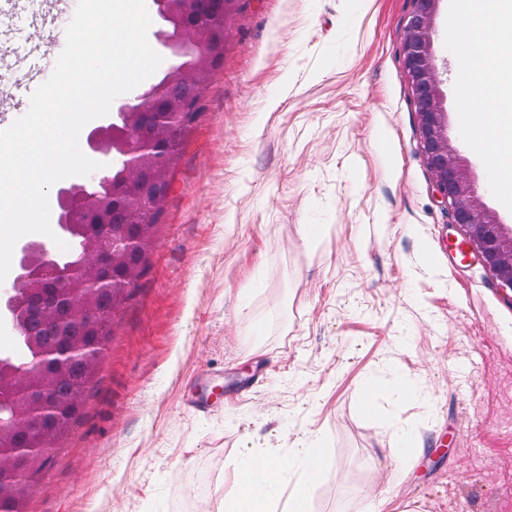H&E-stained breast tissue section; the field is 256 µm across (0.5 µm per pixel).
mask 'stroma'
<instances>
[{"mask_svg":"<svg viewBox=\"0 0 512 512\" xmlns=\"http://www.w3.org/2000/svg\"><path fill=\"white\" fill-rule=\"evenodd\" d=\"M49 0L0 10V102L29 108L31 49L66 30ZM409 0H248L185 134L150 270L113 327L78 421L53 447L26 512H220L251 449L314 433L332 466L309 512L388 494L420 512H512V294L477 261L434 192L401 45ZM435 48L448 137L501 222L462 140L456 57ZM437 262H430V255ZM428 396L378 393L386 368ZM223 388L201 413L191 392ZM422 452L389 456L393 427Z\"/></svg>","mask_w":512,"mask_h":512,"instance_id":"35a3bbf8","label":"stroma"}]
</instances>
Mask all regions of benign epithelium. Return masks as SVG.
Masks as SVG:
<instances>
[{
  "label": "benign epithelium",
  "instance_id": "7a95c632",
  "mask_svg": "<svg viewBox=\"0 0 512 512\" xmlns=\"http://www.w3.org/2000/svg\"><path fill=\"white\" fill-rule=\"evenodd\" d=\"M180 0H152L154 11L162 21L172 25L177 36L168 37L162 31L154 32L156 48L171 55L174 64L166 77L148 88L116 98L111 113L87 136V146L94 161L105 167L81 183L58 181L54 184L56 210L60 211L53 232L61 240L69 241L73 230V216L95 214L90 235L93 241L79 257L66 261V252L51 239L36 240L16 247L17 263L13 288L5 293L0 317L13 329H20L18 314L25 305L29 291L43 288L48 278L64 275L72 267L96 273L112 262L113 242L110 226L103 218L101 205L109 200L112 191V173L115 169L112 151L126 156L120 177L130 187L140 181L141 166L153 158L154 140L145 138L133 146L128 142L126 130L112 124V114L143 112L156 115V123L167 133L177 136L155 105L166 85L173 79L185 77L208 61H222L224 34H214L199 26L181 21L176 7ZM406 17L405 39L402 45L403 63L410 80L411 103L420 117L421 144L425 163L434 178L440 203L452 212L454 224L464 230V244L468 252L489 269L503 289L512 291V225L501 223L477 195V188L469 170L448 138V113L444 107L441 78L436 63L434 46V20L439 0H410ZM75 319L93 325L95 307L82 300L74 302ZM106 343L96 348H75L70 356L87 357L99 366L105 357ZM37 379L36 371L29 368L12 369L0 374V392L24 390Z\"/></svg>",
  "mask_w": 512,
  "mask_h": 512
}]
</instances>
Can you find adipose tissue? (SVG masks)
<instances>
[{
    "label": "adipose tissue",
    "mask_w": 512,
    "mask_h": 512,
    "mask_svg": "<svg viewBox=\"0 0 512 512\" xmlns=\"http://www.w3.org/2000/svg\"><path fill=\"white\" fill-rule=\"evenodd\" d=\"M322 455L321 441L313 434L287 455L274 448L253 450L234 472L224 512H307L310 488L325 475L314 467ZM284 485L288 497L281 500L275 493Z\"/></svg>",
    "instance_id": "ef3b65f1"
}]
</instances>
